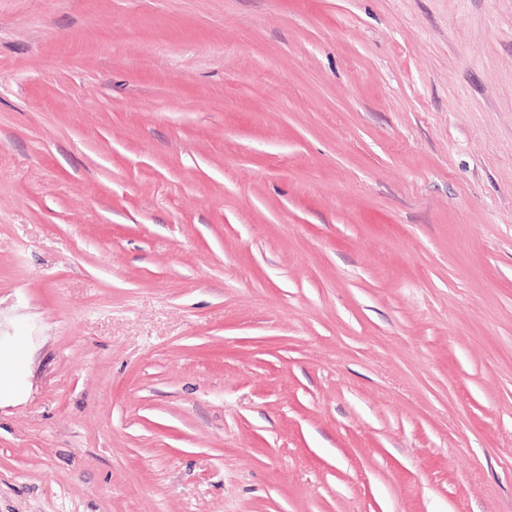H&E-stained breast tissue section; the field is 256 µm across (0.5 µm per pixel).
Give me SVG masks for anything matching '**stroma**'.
I'll list each match as a JSON object with an SVG mask.
<instances>
[{
  "mask_svg": "<svg viewBox=\"0 0 512 512\" xmlns=\"http://www.w3.org/2000/svg\"><path fill=\"white\" fill-rule=\"evenodd\" d=\"M0 512H512V0H0Z\"/></svg>",
  "mask_w": 512,
  "mask_h": 512,
  "instance_id": "35a3bbf8",
  "label": "stroma"
}]
</instances>
